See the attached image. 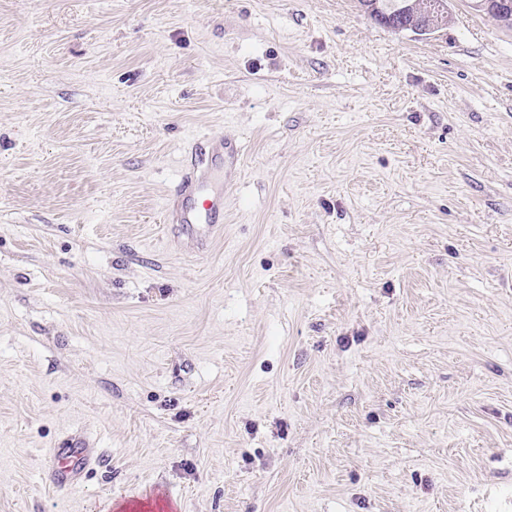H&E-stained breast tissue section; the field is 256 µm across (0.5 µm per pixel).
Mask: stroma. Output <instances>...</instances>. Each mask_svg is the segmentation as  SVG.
Returning a JSON list of instances; mask_svg holds the SVG:
<instances>
[{
    "label": "stroma",
    "instance_id": "35a3bbf8",
    "mask_svg": "<svg viewBox=\"0 0 512 512\" xmlns=\"http://www.w3.org/2000/svg\"><path fill=\"white\" fill-rule=\"evenodd\" d=\"M448 8L0 0V512H512V30ZM197 134L245 146L204 250ZM440 0H358L360 8L377 24L389 28L395 32H410L413 35L416 33L413 29H422L421 25H428L433 19L437 21L441 18L442 21L447 19V25L450 21L447 15L437 13L438 4ZM377 2V3H374ZM376 5V6H375ZM381 13L384 17L388 15L385 23L373 15L372 12ZM393 16H390L392 15ZM396 28H403L398 30ZM423 31H430L429 26L424 27ZM244 147L220 136L193 137L178 159L179 177L167 195L164 223L179 224L197 249L224 228V200L241 177ZM99 448L87 440L68 438L47 452L44 475L58 492H71L83 482L86 474L102 461Z\"/></svg>",
    "mask_w": 512,
    "mask_h": 512
}]
</instances>
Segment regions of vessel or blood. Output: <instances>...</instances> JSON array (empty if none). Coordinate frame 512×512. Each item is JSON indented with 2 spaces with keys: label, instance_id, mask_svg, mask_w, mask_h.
Wrapping results in <instances>:
<instances>
[{
  "label": "vessel or blood",
  "instance_id": "obj_1",
  "mask_svg": "<svg viewBox=\"0 0 512 512\" xmlns=\"http://www.w3.org/2000/svg\"><path fill=\"white\" fill-rule=\"evenodd\" d=\"M244 147L220 136L191 138L178 159L179 177L166 198L164 221L179 225L196 248L209 247L224 227V202L241 177ZM102 454L81 438L49 449L44 475L59 492L78 488Z\"/></svg>",
  "mask_w": 512,
  "mask_h": 512
}]
</instances>
